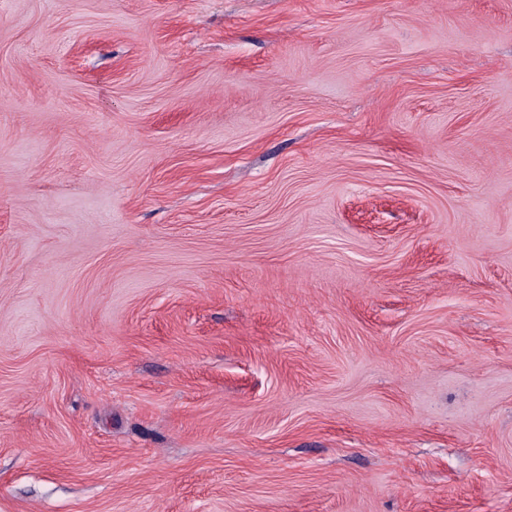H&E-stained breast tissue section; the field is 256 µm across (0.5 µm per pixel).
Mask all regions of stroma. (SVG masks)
<instances>
[{"instance_id":"stroma-1","label":"stroma","mask_w":512,"mask_h":512,"mask_svg":"<svg viewBox=\"0 0 512 512\" xmlns=\"http://www.w3.org/2000/svg\"><path fill=\"white\" fill-rule=\"evenodd\" d=\"M0 512H512V0H0Z\"/></svg>"}]
</instances>
